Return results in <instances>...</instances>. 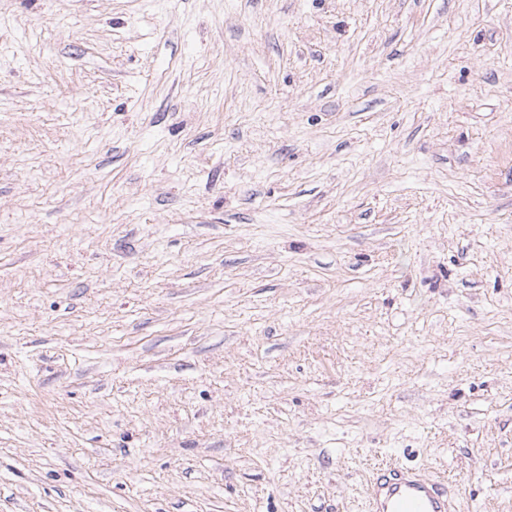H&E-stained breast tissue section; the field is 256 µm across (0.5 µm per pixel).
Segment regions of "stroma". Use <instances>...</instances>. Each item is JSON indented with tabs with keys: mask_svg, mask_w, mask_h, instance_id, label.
Segmentation results:
<instances>
[{
	"mask_svg": "<svg viewBox=\"0 0 512 512\" xmlns=\"http://www.w3.org/2000/svg\"><path fill=\"white\" fill-rule=\"evenodd\" d=\"M512 512V0H0V512ZM458 484L423 470L389 465L369 489L370 512H457Z\"/></svg>",
	"mask_w": 512,
	"mask_h": 512,
	"instance_id": "35a3bbf8",
	"label": "stroma"
}]
</instances>
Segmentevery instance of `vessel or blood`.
<instances>
[{"label": "vessel or blood", "instance_id": "vessel-or-blood-1", "mask_svg": "<svg viewBox=\"0 0 512 512\" xmlns=\"http://www.w3.org/2000/svg\"><path fill=\"white\" fill-rule=\"evenodd\" d=\"M370 512H457L455 482L423 470L389 465L379 470L369 489Z\"/></svg>", "mask_w": 512, "mask_h": 512}]
</instances>
